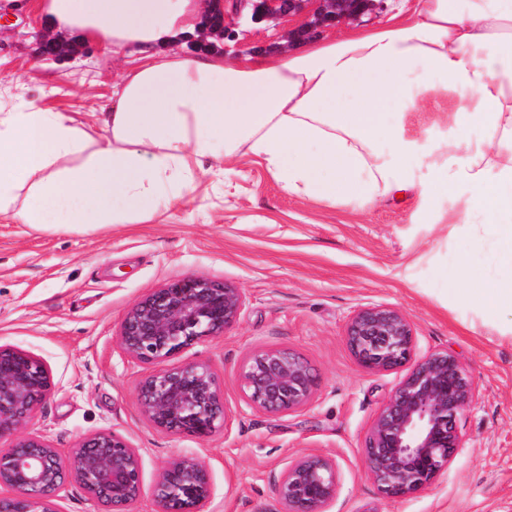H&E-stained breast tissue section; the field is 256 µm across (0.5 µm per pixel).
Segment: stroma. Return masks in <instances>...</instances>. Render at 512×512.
<instances>
[{
  "label": "stroma",
  "mask_w": 512,
  "mask_h": 512,
  "mask_svg": "<svg viewBox=\"0 0 512 512\" xmlns=\"http://www.w3.org/2000/svg\"><path fill=\"white\" fill-rule=\"evenodd\" d=\"M37 0H17L0 21V112L32 103L101 112L129 60L80 49L58 64L41 57ZM451 197L388 198L331 206L283 192L247 151L202 175L181 205L145 224L36 229L0 218V344L48 365L52 391L29 424L61 452L93 433L122 435L142 458L146 495L176 454L211 475L204 512H279L275 486L289 460L315 452L336 463L327 512H512V312L475 314L468 270L491 276L494 246L475 247L448 223L429 224ZM203 276L241 288L238 322L175 356L209 365L224 384L225 430L208 440L162 432L144 417L142 366L117 334L127 310L172 280ZM390 307L410 321L416 355L445 350L473 377L478 398L462 425L466 444L440 478L407 497H383L363 467L365 435L402 370L368 372L346 341L350 317ZM286 348L315 376L309 406L290 415L247 409L237 372L254 350Z\"/></svg>",
  "instance_id": "stroma-1"
}]
</instances>
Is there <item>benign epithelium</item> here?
Returning <instances> with one entry per match:
<instances>
[{
	"instance_id": "7a95c632",
	"label": "benign epithelium",
	"mask_w": 512,
	"mask_h": 512,
	"mask_svg": "<svg viewBox=\"0 0 512 512\" xmlns=\"http://www.w3.org/2000/svg\"><path fill=\"white\" fill-rule=\"evenodd\" d=\"M386 0H232L234 17L212 13L205 35L226 42L235 53L238 20L257 24L303 12L314 4L312 19L283 36L278 49L296 40L356 22L384 10ZM42 55L59 59L74 48L48 34H35ZM244 295L231 284L206 277L175 280L137 301L119 330L122 353L149 367L136 387L146 419L157 429L210 438L225 424L224 386L210 366L172 364L185 349L223 333L240 317ZM358 364L389 371L411 364L380 408L364 441V468L387 497L411 496L431 485L464 447L461 421L476 397L469 372L446 351L413 360L412 328L387 307L358 310L346 330ZM247 407L273 414L304 410L313 395L314 376L298 354L287 349L251 353L237 377ZM52 390L43 360L12 345L0 344V512H56L54 499L64 482H77L98 512H131L144 494L139 449L114 432L83 438L63 454L27 431ZM335 463L319 454L288 462L276 484L283 512H326L336 498ZM211 494L209 469L192 455L169 459L150 490L153 512H202Z\"/></svg>"
}]
</instances>
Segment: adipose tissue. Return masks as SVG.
Segmentation results:
<instances>
[{"mask_svg": "<svg viewBox=\"0 0 512 512\" xmlns=\"http://www.w3.org/2000/svg\"><path fill=\"white\" fill-rule=\"evenodd\" d=\"M210 0H42L57 33L138 55L91 137L68 112L0 113V216L36 228L143 224L248 148L288 195L331 206L454 196L446 216L492 238L475 308L512 310V0H418L406 19L347 29L272 61L164 54ZM444 141L410 135L422 105ZM482 137L467 135L471 126ZM427 166L428 180H409ZM481 222H474V211Z\"/></svg>", "mask_w": 512, "mask_h": 512, "instance_id": "obj_1", "label": "adipose tissue"}]
</instances>
